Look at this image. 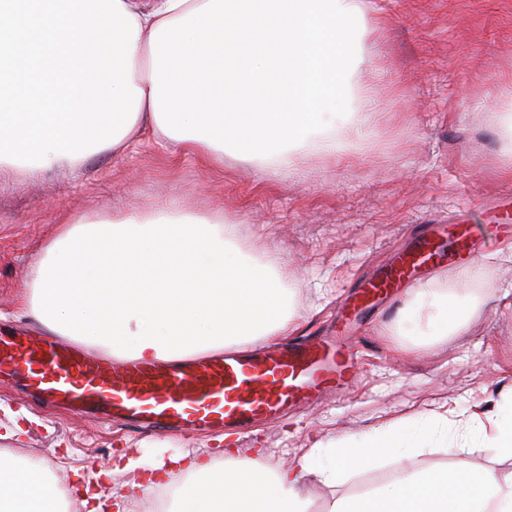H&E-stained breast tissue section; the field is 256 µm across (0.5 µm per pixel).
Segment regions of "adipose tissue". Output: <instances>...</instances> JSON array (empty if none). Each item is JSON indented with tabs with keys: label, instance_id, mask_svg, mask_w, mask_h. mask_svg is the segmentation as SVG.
<instances>
[{
	"label": "adipose tissue",
	"instance_id": "1",
	"mask_svg": "<svg viewBox=\"0 0 512 512\" xmlns=\"http://www.w3.org/2000/svg\"><path fill=\"white\" fill-rule=\"evenodd\" d=\"M139 37L132 78L143 91L137 119L111 150L152 133L204 160L225 148L288 164V145L321 133L332 152L350 134L339 109L348 92L345 58L364 33L361 0H121ZM223 210L206 217L144 215L90 223L74 219L42 249L31 273L33 323L108 354L143 361L182 360L273 335L299 318L278 271L246 263ZM440 277L411 287L387 332L397 351L446 343L478 309L467 288ZM483 443L512 460V388L493 411L472 414ZM442 411L402 418L308 449L288 467L259 457L180 455L183 472L167 512H310L305 486L333 488L379 453L425 447ZM119 459L108 479L126 488L103 499L80 498L84 512H125L128 490L163 486L156 466ZM64 479L42 461H21L0 448V512H64ZM324 512H512V471L458 470L440 464L405 472L354 496H334Z\"/></svg>",
	"mask_w": 512,
	"mask_h": 512
}]
</instances>
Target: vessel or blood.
Segmentation results:
<instances>
[{"label": "vessel or blood", "mask_w": 512, "mask_h": 512, "mask_svg": "<svg viewBox=\"0 0 512 512\" xmlns=\"http://www.w3.org/2000/svg\"><path fill=\"white\" fill-rule=\"evenodd\" d=\"M468 236L447 246L419 239L409 254L360 289L335 335L288 346L166 360L91 359L60 336L0 331V379L18 382L44 403L78 417L126 421L158 434L188 438L200 432H245L253 423L308 402L326 388L354 380L356 353L345 326L379 296L410 281L418 267L454 263Z\"/></svg>", "instance_id": "vessel-or-blood-1"}]
</instances>
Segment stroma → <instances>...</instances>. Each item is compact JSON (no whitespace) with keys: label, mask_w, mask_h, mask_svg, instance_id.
I'll return each instance as SVG.
<instances>
[{"label":"stroma","mask_w":512,"mask_h":512,"mask_svg":"<svg viewBox=\"0 0 512 512\" xmlns=\"http://www.w3.org/2000/svg\"><path fill=\"white\" fill-rule=\"evenodd\" d=\"M367 32L347 66L349 112L369 95L367 121L334 157L310 145L290 149L278 169L224 153L204 162L168 141L145 137L121 155L89 154L73 170L49 169L0 181V325L34 331L27 315L29 273L61 224L132 215L203 217L214 208L240 226L243 254L276 262L302 318L293 339L321 335L331 314L361 285L412 249L443 237L450 224L483 226L512 204V158L503 154L504 115H512V0H363ZM512 265L489 266L474 289L484 303L448 343L394 355L387 324L407 288L379 301L353 325L362 354L345 391L326 390L310 406L236 438L241 457L267 451L275 469L318 441L357 437L381 422L440 407L463 411L512 386ZM21 434H14V427ZM223 447L217 436L190 440L46 408L0 382V448L44 459L59 473L89 477L125 455L144 465ZM491 448L465 449L457 424L445 447L386 453L334 493L354 494L400 472L445 463L496 468ZM329 489L307 485L310 512Z\"/></svg>","instance_id":"1"}]
</instances>
